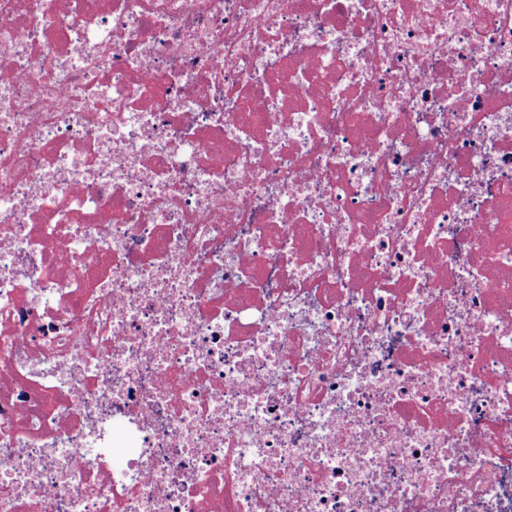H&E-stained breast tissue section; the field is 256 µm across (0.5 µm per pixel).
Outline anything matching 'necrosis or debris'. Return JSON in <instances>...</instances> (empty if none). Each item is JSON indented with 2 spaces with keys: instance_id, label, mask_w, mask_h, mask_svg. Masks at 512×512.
<instances>
[{
  "instance_id": "necrosis-or-debris-1",
  "label": "necrosis or debris",
  "mask_w": 512,
  "mask_h": 512,
  "mask_svg": "<svg viewBox=\"0 0 512 512\" xmlns=\"http://www.w3.org/2000/svg\"><path fill=\"white\" fill-rule=\"evenodd\" d=\"M0 0V512H512V0Z\"/></svg>"
}]
</instances>
